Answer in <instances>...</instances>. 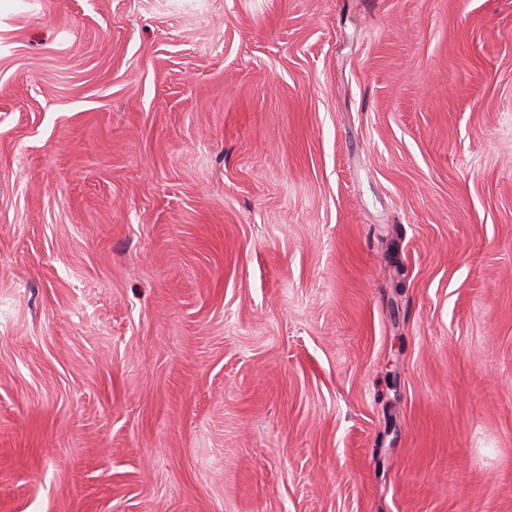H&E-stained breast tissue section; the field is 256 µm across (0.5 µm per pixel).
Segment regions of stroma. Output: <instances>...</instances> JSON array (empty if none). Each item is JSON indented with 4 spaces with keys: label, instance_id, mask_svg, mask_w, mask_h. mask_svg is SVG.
<instances>
[{
    "label": "stroma",
    "instance_id": "obj_1",
    "mask_svg": "<svg viewBox=\"0 0 512 512\" xmlns=\"http://www.w3.org/2000/svg\"><path fill=\"white\" fill-rule=\"evenodd\" d=\"M0 512H512V0H0Z\"/></svg>",
    "mask_w": 512,
    "mask_h": 512
}]
</instances>
